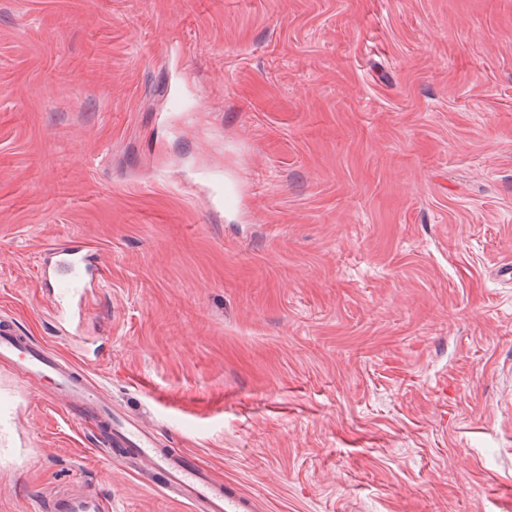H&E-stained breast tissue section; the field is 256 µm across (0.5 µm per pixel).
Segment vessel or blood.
Returning a JSON list of instances; mask_svg holds the SVG:
<instances>
[{"label": "vessel or blood", "instance_id": "1", "mask_svg": "<svg viewBox=\"0 0 512 512\" xmlns=\"http://www.w3.org/2000/svg\"><path fill=\"white\" fill-rule=\"evenodd\" d=\"M37 273L52 287L57 319L67 326L69 335H80L86 287L101 277L94 253L81 247L50 245L44 250ZM1 361L27 380L47 383L51 401L62 405L70 417L91 415L102 421L108 444L123 448L125 457L139 467L145 480L190 503L195 512H255L254 501L232 482L215 480L208 469L181 449L162 445L143 420L117 414L83 371L6 321L0 322ZM22 399L16 387L0 386V467H14L21 456L16 446L23 436L19 427ZM105 509L103 499L87 491L75 496L46 497L39 504V512Z\"/></svg>", "mask_w": 512, "mask_h": 512}]
</instances>
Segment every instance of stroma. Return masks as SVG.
<instances>
[{
	"mask_svg": "<svg viewBox=\"0 0 512 512\" xmlns=\"http://www.w3.org/2000/svg\"><path fill=\"white\" fill-rule=\"evenodd\" d=\"M69 241L78 346L36 274ZM509 266L512 0H0V315L256 512H512ZM0 382V512H193ZM22 393L11 385L0 386V467L13 468L25 456L26 441L19 427ZM16 438L19 439L18 446ZM14 448H20L17 451ZM106 506L103 499L95 493L82 492L79 495L41 499L40 512H103Z\"/></svg>",
	"mask_w": 512,
	"mask_h": 512,
	"instance_id": "stroma-1",
	"label": "stroma"
}]
</instances>
